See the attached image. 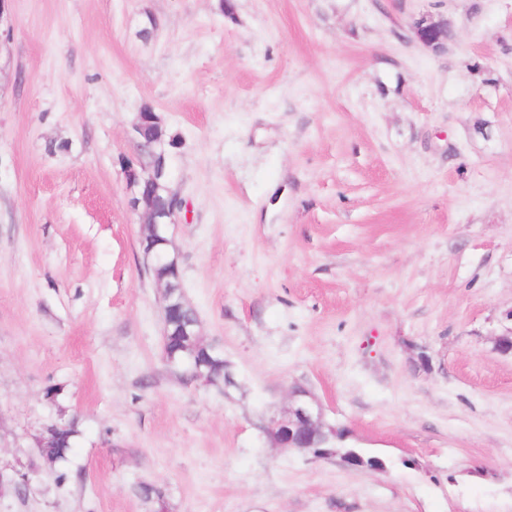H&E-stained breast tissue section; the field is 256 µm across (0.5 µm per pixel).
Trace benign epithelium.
Segmentation results:
<instances>
[{
    "label": "benign epithelium",
    "instance_id": "1",
    "mask_svg": "<svg viewBox=\"0 0 512 512\" xmlns=\"http://www.w3.org/2000/svg\"><path fill=\"white\" fill-rule=\"evenodd\" d=\"M412 29L419 44L432 52L439 53L448 44V22L444 19L422 14L412 22ZM145 177L144 170L139 172L133 167L126 170V183L131 191L130 205L145 216L147 223V231L140 239L141 250L149 266L165 264L176 270L177 258L163 251V247L169 244L167 228L175 223L182 209L181 197L164 185L165 209L157 210L152 203L137 200L138 185ZM493 349L502 355L512 356V327L506 328L494 338ZM267 432L277 448L294 449L312 455L318 452L323 459L338 458L351 466L373 471L384 468L383 461L373 457L367 462L355 448L327 446L330 438L342 440L344 434L326 424L320 404L304 389L293 390L288 409L270 417Z\"/></svg>",
    "mask_w": 512,
    "mask_h": 512
}]
</instances>
